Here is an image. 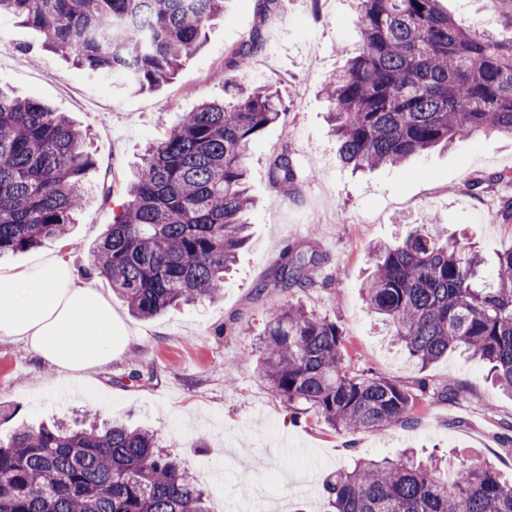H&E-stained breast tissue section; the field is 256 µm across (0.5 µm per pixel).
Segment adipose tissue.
Here are the masks:
<instances>
[{
	"instance_id": "ef3b65f1",
	"label": "adipose tissue",
	"mask_w": 512,
	"mask_h": 512,
	"mask_svg": "<svg viewBox=\"0 0 512 512\" xmlns=\"http://www.w3.org/2000/svg\"><path fill=\"white\" fill-rule=\"evenodd\" d=\"M128 327L110 301L60 253L0 268V340L19 342L72 382L111 362Z\"/></svg>"
}]
</instances>
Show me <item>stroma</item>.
Returning <instances> with one entry per match:
<instances>
[{"instance_id": "stroma-1", "label": "stroma", "mask_w": 512, "mask_h": 512, "mask_svg": "<svg viewBox=\"0 0 512 512\" xmlns=\"http://www.w3.org/2000/svg\"><path fill=\"white\" fill-rule=\"evenodd\" d=\"M5 22L12 44L0 49V85L69 116L87 133L95 161L87 174L89 201L68 247L49 239L1 258L6 266L26 267L61 250L77 269L90 267L147 142L198 103L223 98L231 75L225 61L251 36H259L260 46L236 77L275 88L288 113L249 148L250 237L222 296L145 320L112 297L130 337L112 363L91 373L87 390L64 398L61 377L22 344L0 341V437L20 424L55 418L124 420L161 430L165 451L179 455L208 491L211 512H262L268 504L280 512H326L322 484L332 470L407 448L445 456L452 465L459 455L476 453L512 477V396L491 383L481 361L457 352L419 368L387 335L362 291L372 248L423 224L448 236L465 233L493 268L498 253L512 248V224L498 217L512 201V183L482 192L471 184L512 174V137L460 139L399 167L357 174L344 167L322 88L360 40L351 0H277L266 12L258 0H226L198 53L171 80L145 91L66 62L21 19ZM284 147L296 168L288 196L268 178L269 158ZM289 247L322 256L315 287H274L275 263ZM296 302L343 327L352 369L409 387L425 378L451 387L454 398L424 400L411 422L383 432L344 435L312 412L292 421L287 404L270 395L259 375L257 338L270 308ZM135 371L142 380H131Z\"/></svg>"}]
</instances>
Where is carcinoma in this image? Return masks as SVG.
Here are the masks:
<instances>
[{
    "mask_svg": "<svg viewBox=\"0 0 512 512\" xmlns=\"http://www.w3.org/2000/svg\"><path fill=\"white\" fill-rule=\"evenodd\" d=\"M355 2L360 42L324 87L344 165L396 166L456 139L512 136V0H483L506 39L460 24L442 0ZM223 11L224 0H0V16L23 18L55 54L141 89L169 81ZM257 49L250 38L226 67L246 70ZM285 112L277 92L233 76L224 99L152 138L88 276L104 278L141 318L219 298L246 240L249 145ZM85 140L63 113L0 89V258L69 235L93 166ZM269 177L282 188L295 182L288 151L271 160ZM320 264L316 252L290 247L274 285L311 288ZM483 266L470 244L420 226L374 249L362 288L413 361L425 367L462 350L512 395V250L491 277ZM259 349L270 394L292 416L311 410L337 432L385 431L440 395L352 370L342 327L301 304L270 310ZM160 442L157 431L121 422L20 425L0 438V512H210ZM323 492L329 512H512V480L478 456L446 477L438 459L412 452L363 459L329 476Z\"/></svg>",
    "mask_w": 512,
    "mask_h": 512,
    "instance_id": "obj_1",
    "label": "carcinoma"
}]
</instances>
